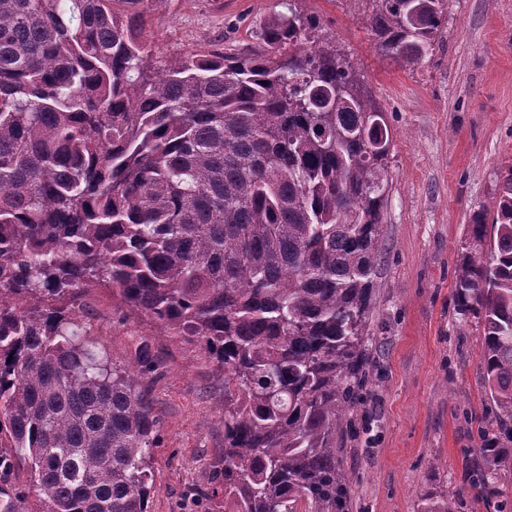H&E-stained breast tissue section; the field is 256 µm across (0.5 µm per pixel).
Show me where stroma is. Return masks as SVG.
I'll use <instances>...</instances> for the list:
<instances>
[{"instance_id":"1","label":"stroma","mask_w":512,"mask_h":512,"mask_svg":"<svg viewBox=\"0 0 512 512\" xmlns=\"http://www.w3.org/2000/svg\"><path fill=\"white\" fill-rule=\"evenodd\" d=\"M294 11L319 17L392 136L368 362L340 440L349 512H424L429 494L455 512H512V460L494 476L498 494L469 487L480 449L506 442L482 387L483 328L457 315L453 297L466 226L493 206L512 165V0H449L441 42L415 64L383 53L367 9L346 0H160L141 38L160 69L188 50L259 47L262 23ZM83 316L114 361H129L142 340L155 355L145 380L160 421L151 512H224L211 494L224 456L218 365L198 344L123 315L109 289L93 290ZM34 504L26 471L1 466L0 512Z\"/></svg>"}]
</instances>
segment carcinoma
I'll return each instance as SVG.
<instances>
[{"mask_svg":"<svg viewBox=\"0 0 512 512\" xmlns=\"http://www.w3.org/2000/svg\"><path fill=\"white\" fill-rule=\"evenodd\" d=\"M160 0H0V461L35 512H150L151 349L121 364L78 311L100 285L224 379V512H344L337 435L363 381L391 132L319 18L263 50L141 40ZM448 0H372L379 48L433 53ZM483 388L512 421V167L458 253ZM489 489L500 450L483 448Z\"/></svg>","mask_w":512,"mask_h":512,"instance_id":"obj_1","label":"carcinoma"}]
</instances>
